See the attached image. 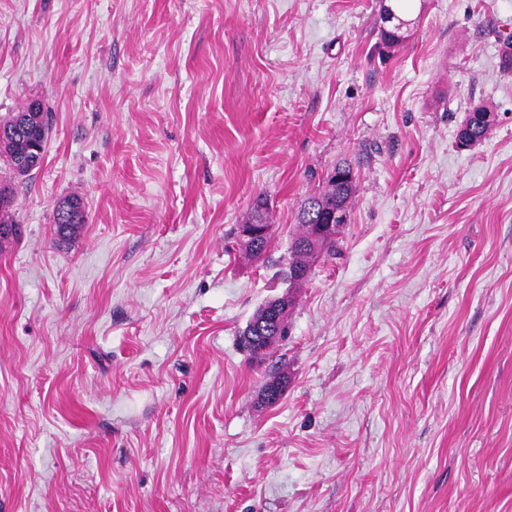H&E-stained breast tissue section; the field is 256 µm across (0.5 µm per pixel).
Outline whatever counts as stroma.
I'll list each match as a JSON object with an SVG mask.
<instances>
[{"label": "stroma", "mask_w": 512, "mask_h": 512, "mask_svg": "<svg viewBox=\"0 0 512 512\" xmlns=\"http://www.w3.org/2000/svg\"><path fill=\"white\" fill-rule=\"evenodd\" d=\"M389 2L0 0V118L52 114L0 245V512H512V0H415L382 58ZM343 163L342 251L288 288ZM336 192L338 193L340 203L345 204V212L347 214L350 199L354 193V180L346 184L345 187H338L336 189V185L331 187L329 175L327 177L325 188L322 191L310 194L302 201L299 207L296 218L298 229L290 242L287 253L279 259L280 269L278 274L280 275V278L283 281L288 282L290 286L305 280L311 273L308 254L302 252L298 248H291V244L297 243L307 237L311 224H318V211L321 208L329 206L332 200L334 201V205L336 204ZM345 212L338 208L329 209L324 216L323 224H318L316 232L313 233L307 241L302 244H298L296 247L307 248L319 258L323 252L324 246L339 234V229L336 232V227L347 222V215ZM293 272H302L304 277L297 280H294L293 277H288V274L289 276H292ZM302 283H299L297 286ZM70 203H74L75 207L79 208L81 211V217L73 215L72 220H67L61 217V208ZM53 224H55V234L63 239H71L82 229L83 224H86V213H85V205L81 198L79 197H68L63 201L59 202L53 213ZM62 224H69L68 227H64ZM64 230H66L64 232ZM274 299L275 301L268 304L265 319L260 321L258 327L254 329V333L261 334L263 336H253L254 333H249L247 336H243L244 345L248 348H253L257 353H263L266 351L263 344L265 342H269L273 337L267 335L273 331L277 324L279 325L282 322L288 321V315L295 303L294 297L289 292H285Z\"/></svg>", "instance_id": "35a3bbf8"}]
</instances>
